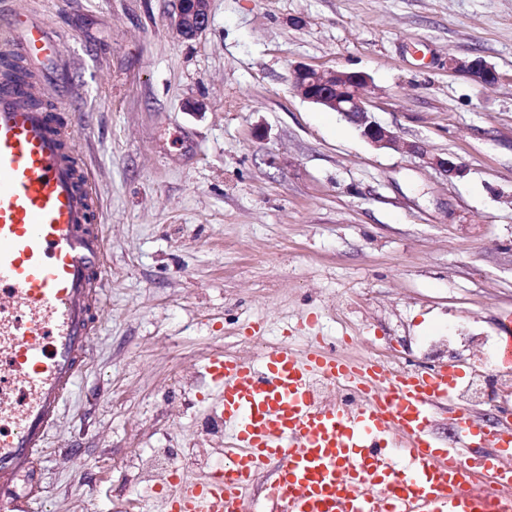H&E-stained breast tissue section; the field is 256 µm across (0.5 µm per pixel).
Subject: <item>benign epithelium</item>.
I'll return each instance as SVG.
<instances>
[{
	"label": "benign epithelium",
	"instance_id": "obj_1",
	"mask_svg": "<svg viewBox=\"0 0 512 512\" xmlns=\"http://www.w3.org/2000/svg\"><path fill=\"white\" fill-rule=\"evenodd\" d=\"M176 32L184 39H195L209 24V0H179L176 17L171 21ZM448 69L464 73L483 87L495 83L496 73L483 58H448ZM369 82L360 72H321L309 67H298L292 74V85L305 99L330 109L353 125L360 135L373 146L397 149L400 140L397 134L374 120L368 111L364 93ZM428 163L449 177L461 172L450 158L433 156Z\"/></svg>",
	"mask_w": 512,
	"mask_h": 512
}]
</instances>
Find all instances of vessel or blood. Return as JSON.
Returning a JSON list of instances; mask_svg holds the SVG:
<instances>
[{"mask_svg": "<svg viewBox=\"0 0 512 512\" xmlns=\"http://www.w3.org/2000/svg\"><path fill=\"white\" fill-rule=\"evenodd\" d=\"M61 39L25 9L0 28V512H33L41 499L37 464L88 369L110 284L88 164L41 75L61 66ZM15 60L32 66L29 80L14 79ZM204 371L228 431L224 467L179 477L165 512H244L254 475L270 465L272 512H504L512 425L491 433L461 415L453 446L432 436L457 364L401 372L339 358L318 340L301 352L266 345L255 363L216 350ZM320 378L349 388L355 404L320 402ZM479 445L489 454L471 455Z\"/></svg>", "mask_w": 512, "mask_h": 512, "instance_id": "obj_1", "label": "vessel or blood"}]
</instances>
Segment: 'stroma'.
<instances>
[{
    "label": "stroma",
    "instance_id": "35a3bbf8",
    "mask_svg": "<svg viewBox=\"0 0 512 512\" xmlns=\"http://www.w3.org/2000/svg\"><path fill=\"white\" fill-rule=\"evenodd\" d=\"M177 5L0 0V26L25 7L64 35L50 82L76 117L111 281L39 512H162L131 462L204 447L208 389L188 403L179 385L213 350L318 337L413 364L422 337L496 339L512 314V0H210L195 40L171 27ZM452 56L483 57L496 82ZM299 66L367 74L401 149L303 99ZM448 68L466 74L483 87L492 86L496 80L494 69L481 57L459 59L452 56L448 59Z\"/></svg>",
    "mask_w": 512,
    "mask_h": 512
}]
</instances>
